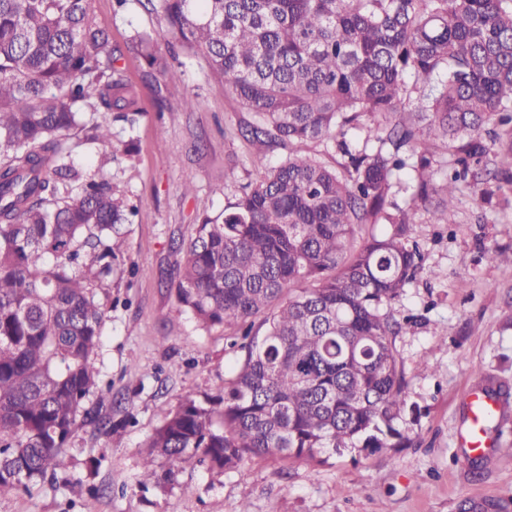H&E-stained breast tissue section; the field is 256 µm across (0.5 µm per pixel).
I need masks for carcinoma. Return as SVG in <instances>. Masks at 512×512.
<instances>
[{
    "label": "carcinoma",
    "instance_id": "1",
    "mask_svg": "<svg viewBox=\"0 0 512 512\" xmlns=\"http://www.w3.org/2000/svg\"><path fill=\"white\" fill-rule=\"evenodd\" d=\"M153 2L163 35L202 54L253 114L256 153L290 151L178 245L176 296L193 319H259L265 332L217 394L184 399L156 429L143 477L158 455L234 470L251 456L404 445L392 305L423 270L415 212L455 223L469 176L492 203L501 186L470 173L473 159L492 152L512 171V0ZM156 44L149 32L132 44L149 77L166 70ZM120 57L88 0H0L1 492L56 478L76 429L110 424L84 407L105 318L91 283L112 274L135 211L105 176L84 178L60 137L86 126L81 104L99 115L94 139L110 140L114 118L134 128ZM365 116L364 143L348 140ZM313 140L334 147L336 168L303 150ZM440 148L455 168L438 183ZM404 171L416 190L400 208ZM363 224L388 229L357 244Z\"/></svg>",
    "mask_w": 512,
    "mask_h": 512
}]
</instances>
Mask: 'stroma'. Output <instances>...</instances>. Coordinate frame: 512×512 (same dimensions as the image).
Segmentation results:
<instances>
[{
	"mask_svg": "<svg viewBox=\"0 0 512 512\" xmlns=\"http://www.w3.org/2000/svg\"><path fill=\"white\" fill-rule=\"evenodd\" d=\"M91 13L122 51L119 65L139 93L135 128L112 124V139L135 138L137 150L112 152L86 128L62 146L85 175L105 174L139 208L125 225L124 251L111 277L97 285L107 298L102 343L92 358L100 405L111 431L85 425L68 448L71 465L31 492L0 493V512H512V402L494 433L497 451L466 459L456 444L465 419L464 392L473 386L512 389V267H494L482 248L512 250V202L484 204L472 183L461 186L455 223L416 214L423 270L394 306L402 329L393 343L417 414L397 426L411 443L379 452L352 451L317 464L254 456L237 470L190 456L174 480L156 458L157 476L142 482L146 445L188 397L202 401L223 386L245 352L230 347L228 329L198 326L178 304L177 242L188 238L197 213L220 212L281 161L278 148L257 159L240 128L251 121L208 70L202 55L172 51L155 14L139 0L116 10L114 0H90ZM157 33L167 62L162 78L199 102L158 101L155 83L131 49L135 33ZM192 182L184 193V182Z\"/></svg>",
	"mask_w": 512,
	"mask_h": 512,
	"instance_id": "1",
	"label": "stroma"
}]
</instances>
